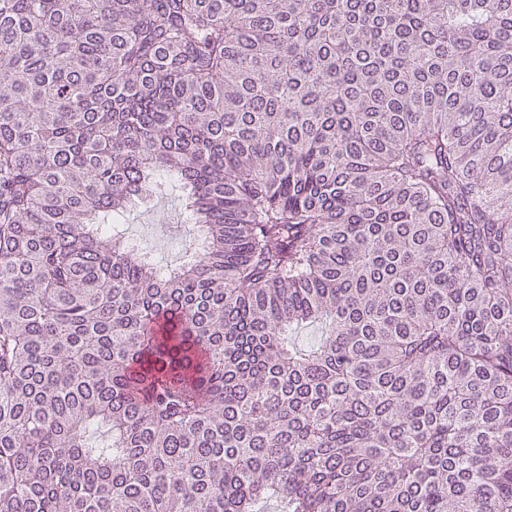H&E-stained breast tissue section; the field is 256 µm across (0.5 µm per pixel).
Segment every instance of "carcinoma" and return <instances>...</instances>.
I'll list each match as a JSON object with an SVG mask.
<instances>
[{
	"mask_svg": "<svg viewBox=\"0 0 512 512\" xmlns=\"http://www.w3.org/2000/svg\"><path fill=\"white\" fill-rule=\"evenodd\" d=\"M272 498L512 512V0H0V512ZM162 216L166 223L159 222ZM122 225L126 239L135 240L164 265H179L191 253L195 231L193 224H185L180 192L174 185L162 189L147 207L130 211Z\"/></svg>",
	"mask_w": 512,
	"mask_h": 512,
	"instance_id": "cac0c4a2",
	"label": "carcinoma"
}]
</instances>
